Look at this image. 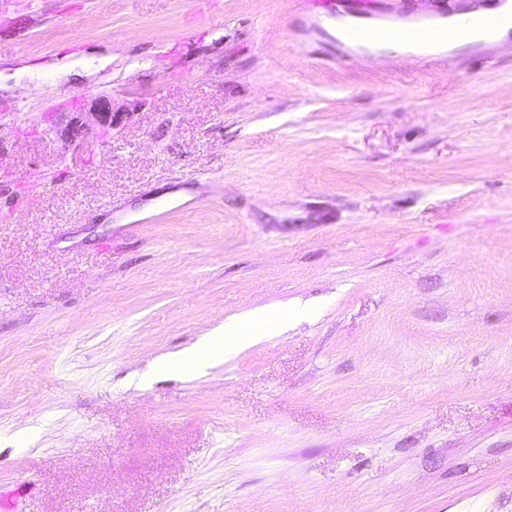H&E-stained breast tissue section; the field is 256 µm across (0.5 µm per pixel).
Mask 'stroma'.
<instances>
[{
	"mask_svg": "<svg viewBox=\"0 0 512 512\" xmlns=\"http://www.w3.org/2000/svg\"><path fill=\"white\" fill-rule=\"evenodd\" d=\"M26 3L0 0L6 505L512 512V42L443 71L295 0ZM101 96L126 122L65 146ZM282 305L283 334L159 365Z\"/></svg>",
	"mask_w": 512,
	"mask_h": 512,
	"instance_id": "1",
	"label": "stroma"
}]
</instances>
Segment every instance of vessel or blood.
I'll use <instances>...</instances> for the list:
<instances>
[{"label":"vessel or blood","instance_id":"b4317fda","mask_svg":"<svg viewBox=\"0 0 512 512\" xmlns=\"http://www.w3.org/2000/svg\"><path fill=\"white\" fill-rule=\"evenodd\" d=\"M506 25L512 26V14L470 13L457 16L448 28H426L423 26H364L349 33L350 40L360 43L390 42L399 45L412 41L462 42L472 37H482L484 41H494L497 31Z\"/></svg>","mask_w":512,"mask_h":512}]
</instances>
